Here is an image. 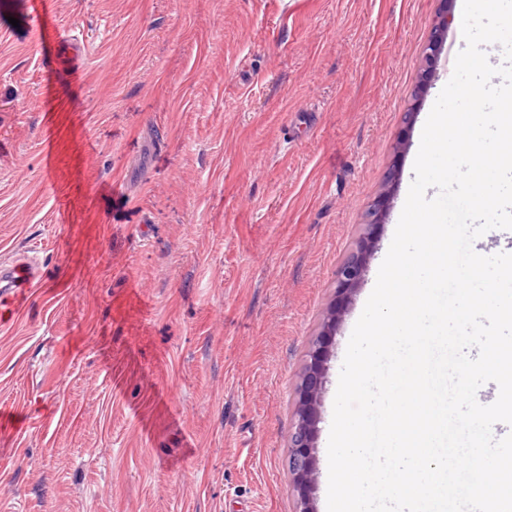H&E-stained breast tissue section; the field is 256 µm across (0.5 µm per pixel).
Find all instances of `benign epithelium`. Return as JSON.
I'll use <instances>...</instances> for the list:
<instances>
[{
	"mask_svg": "<svg viewBox=\"0 0 512 512\" xmlns=\"http://www.w3.org/2000/svg\"><path fill=\"white\" fill-rule=\"evenodd\" d=\"M447 20L439 21L432 29L421 59L417 94L431 85L439 66L445 44ZM391 189L382 190L366 212L364 233L356 249L336 268V302L331 306L323 329L313 342L302 381L298 388L296 420L289 433L290 472L297 492L299 512H314L310 495L317 479L315 438L319 423V403L323 393L325 365L332 346V335L344 313V303L363 280L374 248L383 214L389 209Z\"/></svg>",
	"mask_w": 512,
	"mask_h": 512,
	"instance_id": "obj_1",
	"label": "benign epithelium"
}]
</instances>
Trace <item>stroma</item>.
Listing matches in <instances>:
<instances>
[{
	"label": "stroma",
	"instance_id": "35a3bbf8",
	"mask_svg": "<svg viewBox=\"0 0 512 512\" xmlns=\"http://www.w3.org/2000/svg\"><path fill=\"white\" fill-rule=\"evenodd\" d=\"M441 6L54 0L92 50L48 91L28 0H0V262L34 248L45 273L0 329V512H297V387L388 183L327 363V512L347 344L454 70L413 98Z\"/></svg>",
	"mask_w": 512,
	"mask_h": 512
}]
</instances>
